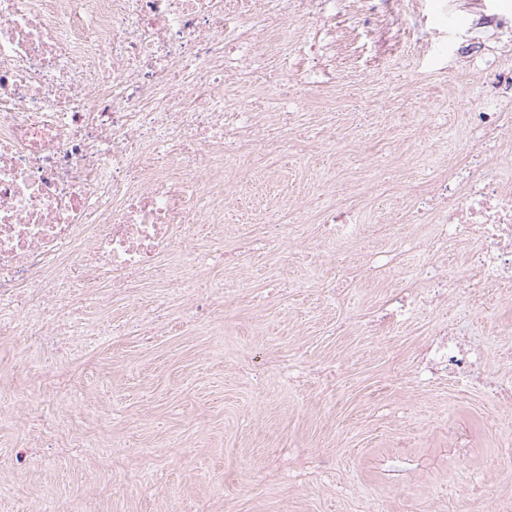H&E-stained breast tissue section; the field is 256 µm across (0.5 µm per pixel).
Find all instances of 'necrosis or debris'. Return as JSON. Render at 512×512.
<instances>
[{
	"label": "necrosis or debris",
	"instance_id": "4bbe7bcc",
	"mask_svg": "<svg viewBox=\"0 0 512 512\" xmlns=\"http://www.w3.org/2000/svg\"><path fill=\"white\" fill-rule=\"evenodd\" d=\"M394 0H0V312L44 334V300L27 287L87 288L102 275H157L174 234L224 221V195L263 159L307 153L292 116L310 87L335 94L338 6L363 8L383 30ZM321 23L318 31L296 19ZM265 78L269 60L287 64ZM433 225L408 251L475 240L449 271L422 263L415 286L387 294L371 333L391 335L434 307V288L466 295L512 282V188L470 168L430 177ZM318 248L360 235L356 204L335 191L315 204ZM488 351L446 324L411 367L416 386L445 381L497 398L512 381L488 376Z\"/></svg>",
	"mask_w": 512,
	"mask_h": 512
}]
</instances>
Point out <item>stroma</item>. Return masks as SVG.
<instances>
[{"mask_svg":"<svg viewBox=\"0 0 512 512\" xmlns=\"http://www.w3.org/2000/svg\"><path fill=\"white\" fill-rule=\"evenodd\" d=\"M469 19L465 0H447L427 39H384L358 13L337 12L349 50L336 109L306 101L293 127L304 139L335 137L343 152L267 160L262 196L243 186L224 223L189 228L196 251L211 257L206 267L179 249L161 259L200 292L233 280L248 298L210 312L170 280L116 288L104 279L77 293L89 333L67 355L0 333V385L15 394L13 412L0 416V512H371L376 498L390 512H483L487 501L512 512V402L422 389L408 375L448 311L492 351L512 345V286L448 299L390 336L359 328L412 273L408 255L389 275L367 274L368 257L420 237L412 203L422 174L458 166L446 141L465 139L463 110L481 111L494 81L487 59L512 50V30L462 40ZM372 69L376 82L359 83ZM417 87L426 90L418 126L399 127L396 102ZM432 121L443 134L426 147ZM375 153L398 176L388 201L365 169ZM332 183L360 202L364 228L319 254L307 202ZM281 363L335 376L336 387H289ZM33 364L65 375L89 412L59 405L52 386L32 400ZM460 437L466 462L454 466ZM388 456L411 460L406 485L381 471Z\"/></svg>","mask_w":512,"mask_h":512,"instance_id":"obj_1","label":"stroma"}]
</instances>
